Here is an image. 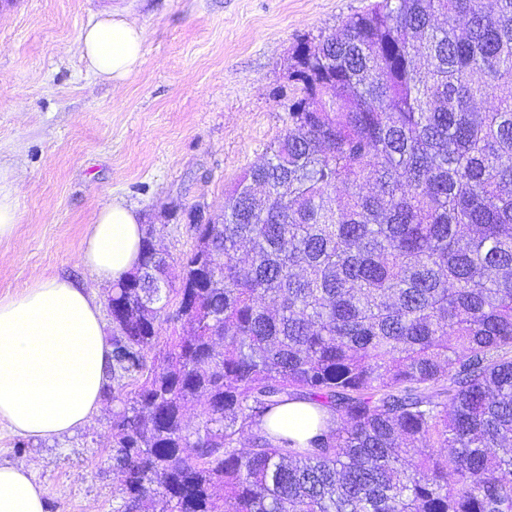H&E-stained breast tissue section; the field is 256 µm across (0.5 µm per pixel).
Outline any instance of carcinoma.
<instances>
[{"label": "carcinoma", "instance_id": "carcinoma-1", "mask_svg": "<svg viewBox=\"0 0 512 512\" xmlns=\"http://www.w3.org/2000/svg\"><path fill=\"white\" fill-rule=\"evenodd\" d=\"M289 77L224 223L187 213L161 358L154 226L107 293L120 512H512V0H377ZM296 399L305 448L262 427Z\"/></svg>", "mask_w": 512, "mask_h": 512}]
</instances>
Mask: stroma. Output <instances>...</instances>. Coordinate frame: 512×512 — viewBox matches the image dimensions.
<instances>
[{"label":"stroma","mask_w":512,"mask_h":512,"mask_svg":"<svg viewBox=\"0 0 512 512\" xmlns=\"http://www.w3.org/2000/svg\"><path fill=\"white\" fill-rule=\"evenodd\" d=\"M372 0H0V171L16 173L20 215L0 240V296L66 276L97 286L78 262L103 206L120 202L180 259L194 243L186 211L220 210L224 193L262 163L288 126L298 43L316 42ZM145 30L143 59L121 87L71 52L105 7ZM102 400L90 425L52 438L0 426V465L27 463L46 512H117L112 422Z\"/></svg>","instance_id":"stroma-1"}]
</instances>
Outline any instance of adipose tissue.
Wrapping results in <instances>:
<instances>
[{
	"mask_svg": "<svg viewBox=\"0 0 512 512\" xmlns=\"http://www.w3.org/2000/svg\"><path fill=\"white\" fill-rule=\"evenodd\" d=\"M144 30L123 10L107 8L85 26L77 50L101 81L121 85L140 66ZM143 227L114 202L98 210L79 255L95 283L117 281L140 260ZM111 348L88 287L71 278H39L0 298V423L35 439L59 437L90 424L110 383ZM321 416L292 400L266 428L306 442ZM44 487L23 463L0 466V512H45Z\"/></svg>",
	"mask_w": 512,
	"mask_h": 512,
	"instance_id": "1",
	"label": "adipose tissue"
}]
</instances>
